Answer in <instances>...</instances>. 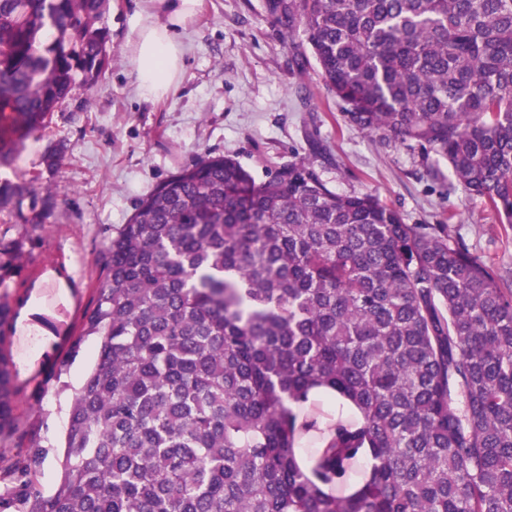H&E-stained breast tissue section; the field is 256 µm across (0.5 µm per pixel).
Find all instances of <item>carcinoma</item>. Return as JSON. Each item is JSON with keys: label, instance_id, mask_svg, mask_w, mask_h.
<instances>
[{"label": "carcinoma", "instance_id": "cac0c4a2", "mask_svg": "<svg viewBox=\"0 0 512 512\" xmlns=\"http://www.w3.org/2000/svg\"><path fill=\"white\" fill-rule=\"evenodd\" d=\"M269 4L351 126L429 147L512 225V0ZM109 9L0 0V165L96 86ZM66 151L46 149L48 173ZM39 179L1 183L0 212L46 223ZM18 264L1 235V288ZM104 270L61 481L43 495L30 449L0 512H512V283L448 225L406 224L303 161L258 182L209 156L139 201ZM13 318L1 301L0 434Z\"/></svg>", "mask_w": 512, "mask_h": 512}]
</instances>
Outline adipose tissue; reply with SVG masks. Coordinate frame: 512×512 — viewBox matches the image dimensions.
<instances>
[{
  "instance_id": "ef3b65f1",
  "label": "adipose tissue",
  "mask_w": 512,
  "mask_h": 512,
  "mask_svg": "<svg viewBox=\"0 0 512 512\" xmlns=\"http://www.w3.org/2000/svg\"><path fill=\"white\" fill-rule=\"evenodd\" d=\"M156 12H144L131 42L136 88L145 100L165 96L182 71L178 31L195 17L199 0H154Z\"/></svg>"
}]
</instances>
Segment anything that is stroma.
I'll list each match as a JSON object with an SVG mask.
<instances>
[{
  "label": "stroma",
  "mask_w": 512,
  "mask_h": 512,
  "mask_svg": "<svg viewBox=\"0 0 512 512\" xmlns=\"http://www.w3.org/2000/svg\"><path fill=\"white\" fill-rule=\"evenodd\" d=\"M143 0H111L105 18L112 62L91 92L76 93L51 127L28 138L0 180L38 174L50 142L70 146L59 171L41 176L58 206L43 224L14 225L0 213L9 239L21 245L22 269L0 288L23 339L12 354L16 423L0 436V480L9 481L26 448L46 451L33 474L44 494L59 484L60 443L72 397L94 365L99 339L83 333L102 279V257L113 229L127 223L138 201L181 167L212 155L234 156L256 179L305 160L333 190L371 193L408 224H445L494 271L512 279V226L498 223L478 198L448 189V163L413 142L384 144L351 127L343 105L324 85L315 61L294 64L302 33L286 37L268 0H201L181 31L183 68L160 101L141 99L126 53ZM39 175V174H38ZM70 280L82 315L70 336L38 334L42 311L24 283L32 270ZM82 348L69 370L60 363L74 339Z\"/></svg>",
  "instance_id": "stroma-1"
}]
</instances>
